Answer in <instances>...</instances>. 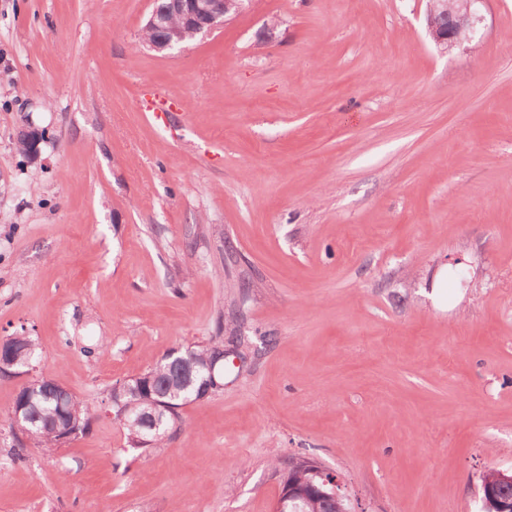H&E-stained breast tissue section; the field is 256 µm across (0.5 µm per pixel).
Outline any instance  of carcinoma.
I'll use <instances>...</instances> for the list:
<instances>
[{
  "label": "carcinoma",
  "instance_id": "cac0c4a2",
  "mask_svg": "<svg viewBox=\"0 0 512 512\" xmlns=\"http://www.w3.org/2000/svg\"><path fill=\"white\" fill-rule=\"evenodd\" d=\"M16 342L19 345L16 352L18 364L39 357L40 348L33 337L22 335ZM223 348L224 341L212 340L174 350L154 368L130 380L131 385H140L142 392V395L131 398L125 405L128 416L124 427L133 447L147 451L163 444L178 419V409L187 404L183 397L176 396L178 389L190 378L195 384H200L207 376L202 368L205 360ZM155 403L167 407L164 427L157 432L147 426L148 413ZM96 412L95 402L48 385L38 390V395L29 405L27 438L33 446L51 452L59 446L58 430L74 423L83 432ZM486 492L494 500H512V479L495 481L487 486Z\"/></svg>",
  "mask_w": 512,
  "mask_h": 512
}]
</instances>
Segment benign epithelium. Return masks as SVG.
Here are the masks:
<instances>
[{
  "mask_svg": "<svg viewBox=\"0 0 512 512\" xmlns=\"http://www.w3.org/2000/svg\"><path fill=\"white\" fill-rule=\"evenodd\" d=\"M486 0H428L427 32L440 49L446 53L469 42L477 24L482 20L480 6ZM245 8L244 0H166L164 9L153 8L142 29V47L161 54H171L188 42L204 37L224 27V24ZM21 142L32 156L40 152L42 132L31 129L22 134ZM16 346L10 338L0 339V370L11 373L16 366ZM38 365L25 364L20 374L31 377L20 392L33 396L47 378L36 375ZM297 465L312 470L320 483L306 490L299 485L283 482L281 493L274 505V512H306L308 497L312 494L336 502L346 499L338 477L311 459Z\"/></svg>",
  "mask_w": 512,
  "mask_h": 512,
  "instance_id": "1",
  "label": "benign epithelium"
}]
</instances>
